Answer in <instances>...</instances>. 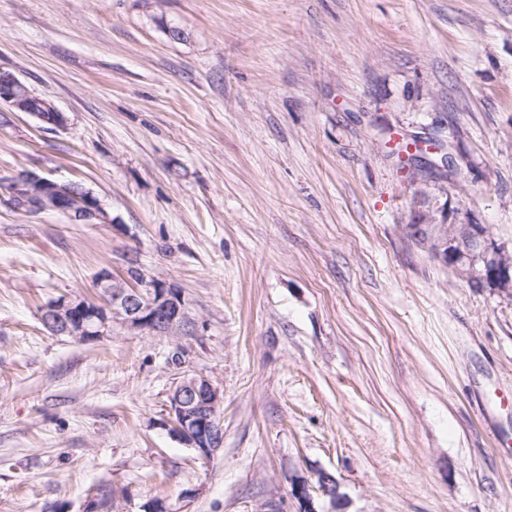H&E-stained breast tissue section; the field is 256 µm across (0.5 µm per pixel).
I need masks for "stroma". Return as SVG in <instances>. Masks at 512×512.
<instances>
[{"instance_id":"stroma-1","label":"stroma","mask_w":512,"mask_h":512,"mask_svg":"<svg viewBox=\"0 0 512 512\" xmlns=\"http://www.w3.org/2000/svg\"><path fill=\"white\" fill-rule=\"evenodd\" d=\"M0 68L66 118L0 103V174L115 218L0 203V512H297L322 472L346 512H512V298L402 230L512 250V0H0ZM435 127L458 172L410 180L389 135ZM130 258L198 335L46 331ZM185 371L224 395L208 460L166 425ZM1 203L18 213L55 212L74 224H111L114 218L100 200L77 181L50 180L30 171L0 176Z\"/></svg>"}]
</instances>
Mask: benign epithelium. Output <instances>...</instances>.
Returning a JSON list of instances; mask_svg holds the SVG:
<instances>
[{
    "mask_svg": "<svg viewBox=\"0 0 512 512\" xmlns=\"http://www.w3.org/2000/svg\"><path fill=\"white\" fill-rule=\"evenodd\" d=\"M36 117L43 125L60 128L64 115L46 99L34 95L12 72L0 68V103ZM0 201L25 215L55 212L74 224H113L114 218L82 183L55 181L30 171L0 176ZM404 233L434 260L450 266L472 286H483L512 297V251L497 244L483 224H450L448 214L424 215L420 224L403 225ZM96 288L104 299L61 296L41 311L44 326L54 336L81 342L97 341L115 333L130 335L196 336L204 323L194 316L181 290L147 276L134 265L120 273L102 269ZM224 396L205 375L184 372L168 398L170 432L202 457H213L224 445ZM320 496L339 502V484L328 473L318 477ZM299 512H317L309 483L302 477L291 483Z\"/></svg>",
    "mask_w": 512,
    "mask_h": 512,
    "instance_id": "obj_1",
    "label": "benign epithelium"
}]
</instances>
